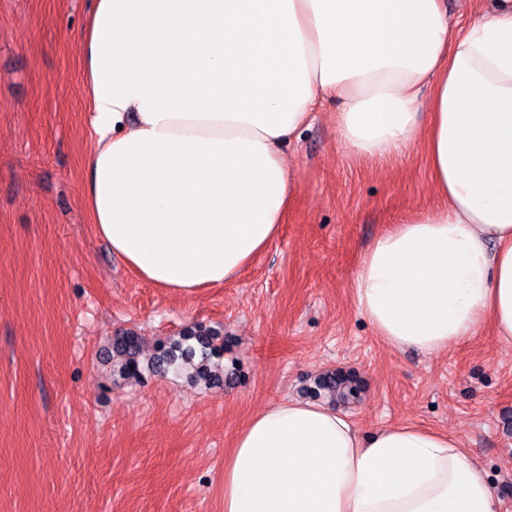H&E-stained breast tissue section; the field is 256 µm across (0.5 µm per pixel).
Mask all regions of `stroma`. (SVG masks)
I'll list each match as a JSON object with an SVG mask.
<instances>
[{
	"mask_svg": "<svg viewBox=\"0 0 512 512\" xmlns=\"http://www.w3.org/2000/svg\"><path fill=\"white\" fill-rule=\"evenodd\" d=\"M92 0H0V512H224V455L247 421L350 374L361 432L454 435L512 512V344L491 327L448 352L395 349L354 304L376 238L436 200L424 144L379 165L325 105L285 152L298 193L280 235L233 282L179 296L112 256L83 204L93 141L80 53ZM221 330L224 378L112 376V338L145 356Z\"/></svg>",
	"mask_w": 512,
	"mask_h": 512,
	"instance_id": "35a3bbf8",
	"label": "stroma"
}]
</instances>
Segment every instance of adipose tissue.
<instances>
[{"label":"adipose tissue","mask_w":512,"mask_h":512,"mask_svg":"<svg viewBox=\"0 0 512 512\" xmlns=\"http://www.w3.org/2000/svg\"><path fill=\"white\" fill-rule=\"evenodd\" d=\"M82 59L83 203L139 278L183 296L235 279L297 193L286 143L333 101L357 157L425 141L438 201L375 240L358 313L425 355L486 324L512 343V0L462 30L443 0H95ZM500 505L453 435L398 423L364 436L315 401L263 408L224 457V512Z\"/></svg>","instance_id":"adipose-tissue-1"}]
</instances>
